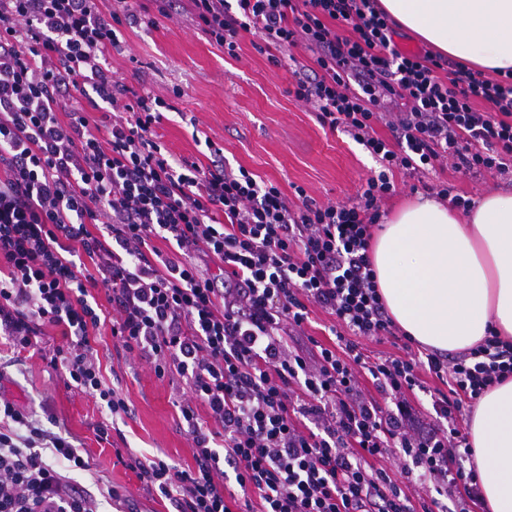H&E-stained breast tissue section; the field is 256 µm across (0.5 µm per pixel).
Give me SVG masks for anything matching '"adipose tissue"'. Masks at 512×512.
Wrapping results in <instances>:
<instances>
[{"mask_svg": "<svg viewBox=\"0 0 512 512\" xmlns=\"http://www.w3.org/2000/svg\"><path fill=\"white\" fill-rule=\"evenodd\" d=\"M391 21L488 73L512 71V0H380ZM371 260L399 328L444 352L512 341V191L488 194L459 221L437 200L398 209ZM490 512H512V379L487 390L469 424Z\"/></svg>", "mask_w": 512, "mask_h": 512, "instance_id": "1", "label": "adipose tissue"}]
</instances>
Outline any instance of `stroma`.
Here are the masks:
<instances>
[{
    "label": "stroma",
    "mask_w": 512,
    "mask_h": 512,
    "mask_svg": "<svg viewBox=\"0 0 512 512\" xmlns=\"http://www.w3.org/2000/svg\"><path fill=\"white\" fill-rule=\"evenodd\" d=\"M116 34L120 45L105 65L115 79L165 102L154 133L175 158L207 165L206 144L214 142L227 168H243L275 184L293 204L301 190L320 205L347 201L377 170L362 145L321 125L314 107L293 95L294 66L312 65L313 51L298 47L280 53L274 63L259 50V38L246 34L230 55L187 9L170 20L149 8L139 12L137 22L118 24ZM423 181L417 189L412 178L396 173L382 211L392 213L424 196L428 184L454 186L477 202L512 185V179L466 175L448 163L426 173ZM94 336L104 384L124 398L127 415L112 416L98 398L69 382L63 367L48 364L47 354L70 342L62 328L49 324L31 346L0 342V401L27 411L41 428L77 448L86 469L70 468L63 460L57 466L73 490L95 498L98 512H174L168 499L143 490L129 463L138 457L194 467V443L176 404L185 382L174 373L157 377L117 349L110 324H101Z\"/></svg>",
    "instance_id": "stroma-1"
}]
</instances>
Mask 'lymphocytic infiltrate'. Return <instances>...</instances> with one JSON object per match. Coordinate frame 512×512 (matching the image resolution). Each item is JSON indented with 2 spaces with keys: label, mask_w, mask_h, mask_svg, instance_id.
<instances>
[{
  "label": "lymphocytic infiltrate",
  "mask_w": 512,
  "mask_h": 512,
  "mask_svg": "<svg viewBox=\"0 0 512 512\" xmlns=\"http://www.w3.org/2000/svg\"><path fill=\"white\" fill-rule=\"evenodd\" d=\"M189 2L227 51L244 33L279 52L316 51L296 99L363 145L378 173L352 204L305 198L295 209L277 186L226 170L220 148L204 167L162 153L153 127L163 100L130 92L102 66L118 13L103 16L98 0H0V337L25 347L43 325L63 327L71 342L51 364L111 414L127 413L93 358L103 310L92 290L105 288L117 346L157 376L172 367L186 380L179 408L195 468L132 463L176 512H231V481L261 502L245 512H471L483 496L465 467L473 450L462 422L512 378V342L490 335L450 358L373 360L358 340L400 333L368 255L395 173L444 161L471 174L511 171L512 73L490 80L459 64L440 80L447 59L401 52L377 0ZM340 25L352 36L340 37ZM352 73L360 91L349 89ZM74 90L107 105L105 125L75 111L59 119ZM384 95L411 104L390 120V143L374 129ZM200 253L220 262L223 282L194 263ZM81 255L96 269L84 279ZM312 304L335 316L336 345H293ZM421 366L449 387L424 411L409 400L424 387ZM198 401L223 449L197 422ZM0 416V512H97L54 464L85 468L77 448L13 404H0ZM412 479L424 492L417 507L401 486Z\"/></svg>",
  "instance_id": "1"
}]
</instances>
